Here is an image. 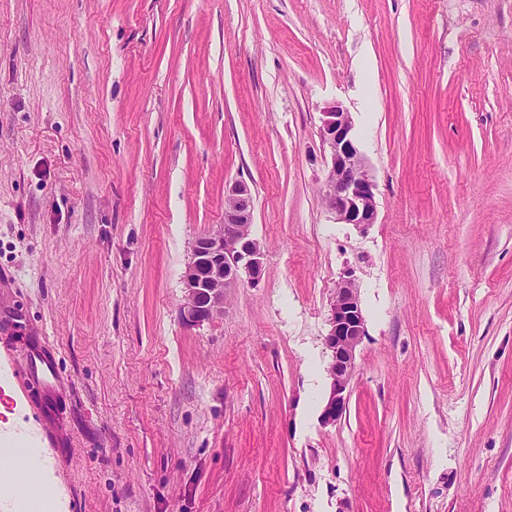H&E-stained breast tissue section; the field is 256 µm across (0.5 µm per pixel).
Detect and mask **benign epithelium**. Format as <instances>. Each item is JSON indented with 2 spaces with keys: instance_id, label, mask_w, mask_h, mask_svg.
Returning <instances> with one entry per match:
<instances>
[{
  "instance_id": "benign-epithelium-1",
  "label": "benign epithelium",
  "mask_w": 512,
  "mask_h": 512,
  "mask_svg": "<svg viewBox=\"0 0 512 512\" xmlns=\"http://www.w3.org/2000/svg\"><path fill=\"white\" fill-rule=\"evenodd\" d=\"M322 146L329 162L324 197L338 224L376 223L375 184L353 134L349 113L333 105L322 112ZM253 202L243 181L232 184L224 196V224L200 236L192 247L182 275L184 286L180 317L200 327L224 311L228 288L242 279L255 284L263 275V249L251 231ZM329 331L324 338L330 361V389L321 420L334 424L347 411L349 388L356 371V351L366 333L355 271L345 269L330 304Z\"/></svg>"
}]
</instances>
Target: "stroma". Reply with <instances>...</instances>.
<instances>
[{
    "label": "stroma",
    "mask_w": 512,
    "mask_h": 512,
    "mask_svg": "<svg viewBox=\"0 0 512 512\" xmlns=\"http://www.w3.org/2000/svg\"><path fill=\"white\" fill-rule=\"evenodd\" d=\"M332 105L375 224L324 204ZM238 180L263 277L186 326ZM0 373L49 512H512V0H0ZM329 331L324 338L330 361L331 379L321 420L335 424L347 411L349 388L356 371V351L366 333V320L359 300L355 271L345 269L330 304Z\"/></svg>",
    "instance_id": "obj_1"
}]
</instances>
